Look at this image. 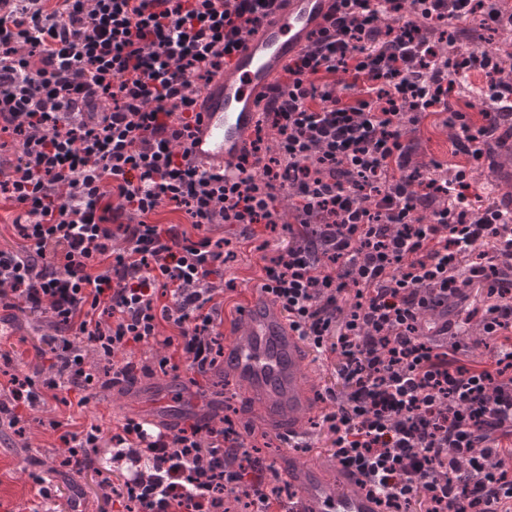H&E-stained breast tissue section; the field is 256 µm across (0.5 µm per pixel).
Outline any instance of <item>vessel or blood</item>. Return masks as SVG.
Instances as JSON below:
<instances>
[{
  "mask_svg": "<svg viewBox=\"0 0 512 512\" xmlns=\"http://www.w3.org/2000/svg\"><path fill=\"white\" fill-rule=\"evenodd\" d=\"M334 0H280L255 28L223 72L202 88L196 109L202 119L190 146L204 166L231 173L248 148L259 114L285 67L326 24ZM241 327L224 351V368L243 387V396L280 432L298 431L297 416L316 412L301 367L302 341L289 330L277 305L259 298L240 314ZM295 485L303 512H380L377 499L347 475L328 478L314 465L281 463Z\"/></svg>",
  "mask_w": 512,
  "mask_h": 512,
  "instance_id": "1",
  "label": "vessel or blood"
}]
</instances>
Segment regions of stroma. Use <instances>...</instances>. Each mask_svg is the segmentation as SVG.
<instances>
[{
    "instance_id": "stroma-1",
    "label": "stroma",
    "mask_w": 512,
    "mask_h": 512,
    "mask_svg": "<svg viewBox=\"0 0 512 512\" xmlns=\"http://www.w3.org/2000/svg\"><path fill=\"white\" fill-rule=\"evenodd\" d=\"M442 113L430 114L419 124L413 136L419 151L425 158L444 163L448 170L466 165L464 156L455 154L448 137ZM213 238H229L238 241L237 257L229 267L238 279V290L224 299V334L232 336L237 329L235 320L238 308L246 306L258 293L251 280L258 275L263 264L262 254L252 246L242 243L241 229L224 225L216 228ZM8 337L0 341V384H7L11 372L33 371L38 363L36 348L43 335L52 331L48 316H30L16 313L7 324ZM163 374L140 378L136 386L117 390H96L89 403L82 407H67L50 400L38 409L24 413L25 431L15 434L12 429H0V512H55L59 497L72 496L80 501L81 512H108L110 505L102 497L97 472L87 470L75 473L58 466L57 436L49 427L50 420L67 421L70 431L82 433L90 427H100L103 433L116 431L125 417L138 416L151 421H162V413L149 409L144 401L148 388L165 382ZM301 438L307 441L309 451H290L288 438L277 430L267 433L269 449L262 456L270 462H278L286 455H294L304 464L322 469L328 476H335L337 468L332 462L330 443L320 428L300 423ZM43 475L53 489L51 497H43L32 474Z\"/></svg>"
}]
</instances>
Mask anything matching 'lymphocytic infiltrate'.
<instances>
[{
	"instance_id": "obj_1",
	"label": "lymphocytic infiltrate",
	"mask_w": 512,
	"mask_h": 512,
	"mask_svg": "<svg viewBox=\"0 0 512 512\" xmlns=\"http://www.w3.org/2000/svg\"><path fill=\"white\" fill-rule=\"evenodd\" d=\"M278 0H0V202L16 245L0 247V309L49 316L46 365L9 380L0 422L61 394L86 404L103 360L111 385L138 373L204 376L224 356L221 311L236 254L212 227L287 238L256 290L326 354L341 390L321 422L340 471L383 512H512V345L493 369L460 365L433 334L512 329V211L475 204L472 171L512 138V78L500 57L461 53L459 19L492 0H335L288 65L233 173L188 147L196 99ZM484 122L451 99L472 74ZM442 111L466 167L418 163L411 134ZM185 224L157 221L160 208ZM451 318L432 328L438 307ZM154 343L152 362L135 350ZM59 431L75 471H118L112 512H300L291 484L255 454L251 425L204 417L179 430L125 418L117 432ZM108 444V461L97 458Z\"/></svg>"
}]
</instances>
